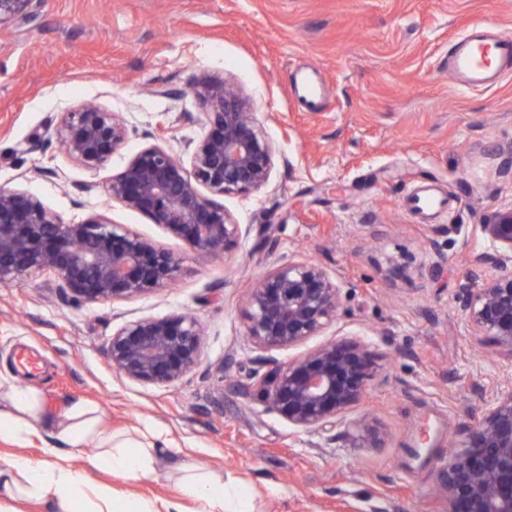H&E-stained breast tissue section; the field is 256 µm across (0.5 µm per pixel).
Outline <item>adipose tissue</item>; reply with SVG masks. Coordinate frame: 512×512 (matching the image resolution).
Wrapping results in <instances>:
<instances>
[{
    "label": "adipose tissue",
    "instance_id": "adipose-tissue-1",
    "mask_svg": "<svg viewBox=\"0 0 512 512\" xmlns=\"http://www.w3.org/2000/svg\"><path fill=\"white\" fill-rule=\"evenodd\" d=\"M42 422L51 426L58 442L51 456H70L89 442L101 448L112 475L138 479L155 474L159 467L162 450L154 436L113 431L98 407L78 400L51 412L41 391L0 385V440L29 437ZM169 469L179 476L181 497L193 498L199 512H254L253 493L238 480L178 462ZM89 487L85 473L77 468L41 465L24 456L0 466V498H35L43 504L44 512H79Z\"/></svg>",
    "mask_w": 512,
    "mask_h": 512
}]
</instances>
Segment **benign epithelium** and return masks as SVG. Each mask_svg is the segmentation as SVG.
Segmentation results:
<instances>
[{
	"mask_svg": "<svg viewBox=\"0 0 512 512\" xmlns=\"http://www.w3.org/2000/svg\"><path fill=\"white\" fill-rule=\"evenodd\" d=\"M33 0H0V25L24 13ZM207 108L208 134L188 148V160L154 144L112 176V198L182 238L199 257L226 253L242 237L221 198L265 187L274 148L257 113L234 86L206 78L193 87ZM61 140L88 169L102 166L124 141L121 119L95 105L63 113ZM492 250L474 256L495 275L478 283L474 272L458 300L474 336L512 361V205L492 210L478 225ZM181 259L102 216L66 223L39 199L0 187V285L19 284L37 272L51 275L77 303L133 298L165 288ZM340 288L317 263L290 260L273 268L247 301L246 336L258 349H290L336 321ZM202 332L190 315L140 318L109 341L113 369L135 381L169 385L201 361ZM243 392L256 397L299 431L333 425L358 403L372 360L359 344L332 340L304 356L266 360ZM466 450L442 466L448 512H512V396L478 408L465 428Z\"/></svg>",
	"mask_w": 512,
	"mask_h": 512,
	"instance_id": "1",
	"label": "benign epithelium"
}]
</instances>
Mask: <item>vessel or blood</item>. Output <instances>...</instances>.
<instances>
[{"label": "vessel or blood", "instance_id": "b4317fda", "mask_svg": "<svg viewBox=\"0 0 512 512\" xmlns=\"http://www.w3.org/2000/svg\"><path fill=\"white\" fill-rule=\"evenodd\" d=\"M512 71V38L476 28L457 39L448 53V74L458 87L487 88Z\"/></svg>", "mask_w": 512, "mask_h": 512}]
</instances>
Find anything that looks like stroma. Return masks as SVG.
Segmentation results:
<instances>
[{
    "label": "stroma",
    "mask_w": 512,
    "mask_h": 512,
    "mask_svg": "<svg viewBox=\"0 0 512 512\" xmlns=\"http://www.w3.org/2000/svg\"><path fill=\"white\" fill-rule=\"evenodd\" d=\"M512 36V0H36L0 25V186L19 187L65 222L102 215L181 257L176 284L103 303L72 302L37 274L0 285V376L39 388L51 407L83 399L113 430L153 428L171 460L229 475L256 512H448L441 460L464 448L472 408L512 394V365L477 343L458 288L488 244L477 226L512 203V75L464 90L448 52L468 27ZM234 84L275 146L265 188L229 194L245 230L207 258L109 184L158 143L185 157L209 132L192 86ZM85 103L117 113L123 144L96 169L60 151L63 112ZM434 185L442 211L409 198ZM448 257L440 279L435 253ZM319 263L341 294L335 322L293 360L336 336L360 342L375 367L365 398L335 425L288 426L236 383L263 369L246 338L245 297L288 259ZM194 316L201 365L172 385L131 380L106 347L127 322ZM38 359L28 374L20 353ZM425 463L409 459L422 431ZM86 444L70 465L126 500L177 495L166 469L113 476Z\"/></svg>",
    "instance_id": "obj_1"
}]
</instances>
